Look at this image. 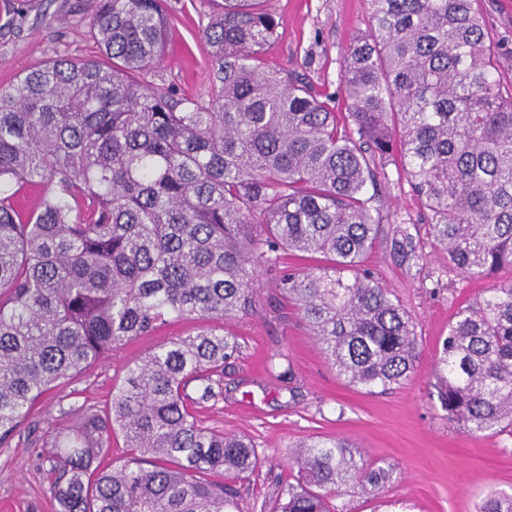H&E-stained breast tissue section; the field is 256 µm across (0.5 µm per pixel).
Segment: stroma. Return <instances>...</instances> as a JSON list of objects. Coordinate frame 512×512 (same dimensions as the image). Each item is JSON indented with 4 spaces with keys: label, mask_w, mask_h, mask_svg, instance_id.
<instances>
[{
    "label": "stroma",
    "mask_w": 512,
    "mask_h": 512,
    "mask_svg": "<svg viewBox=\"0 0 512 512\" xmlns=\"http://www.w3.org/2000/svg\"><path fill=\"white\" fill-rule=\"evenodd\" d=\"M171 18L165 60L148 79L169 85L176 98L209 100L216 83L201 39L212 0H166ZM98 0H9L0 11V87L42 60L88 59L99 50L89 36ZM282 35L264 54L266 65L305 74L335 112H344L340 67L350 41L369 29L365 0H268ZM504 83H512V0H479ZM376 205L384 231L364 265L402 301L415 325L419 357L402 384L370 394L331 369L296 308L261 274L258 312L233 321L241 352L224 370V396L199 407L206 425L251 438L265 462L236 482L240 512H272L281 489L293 481L291 447L316 437H345L375 460L396 464L380 496L349 489L344 512H478L490 490L512 493V433L470 435L450 422L437 398L435 365L456 313L482 297L492 283L512 281V268L493 277L464 276L434 245L421 203L400 170L398 155L376 162ZM405 227L416 254L394 248V230ZM193 320L172 323L154 335L109 353L73 382L48 392L14 437L0 446V506L8 512H57L51 494L46 442L69 433L71 407L104 410L127 366L152 347L195 332ZM290 364L291 377L266 369L269 358Z\"/></svg>",
    "instance_id": "1"
}]
</instances>
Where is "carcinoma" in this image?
Masks as SVG:
<instances>
[{"instance_id":"carcinoma-1","label":"carcinoma","mask_w":512,"mask_h":512,"mask_svg":"<svg viewBox=\"0 0 512 512\" xmlns=\"http://www.w3.org/2000/svg\"><path fill=\"white\" fill-rule=\"evenodd\" d=\"M265 2L224 0L202 29L219 82L207 103L145 80L164 59L163 0H99L101 57L52 59L0 87V445L108 353L201 323L127 367L106 412L72 409L51 455L58 512H239L232 483L256 471L258 448L192 406L224 396L240 351L228 323L256 313L262 271L348 384L409 377L415 326L361 268L380 232L376 158L398 151L459 273L512 268V84L475 0H367L370 33L343 57L342 124L304 74L263 62L280 35ZM34 184L45 191L25 210ZM437 378L463 432L512 429V282L457 312ZM117 433L125 451L102 468ZM289 463L275 512H339L344 488L377 495L395 473L345 438L305 440ZM479 512H512V496L492 492Z\"/></svg>"}]
</instances>
